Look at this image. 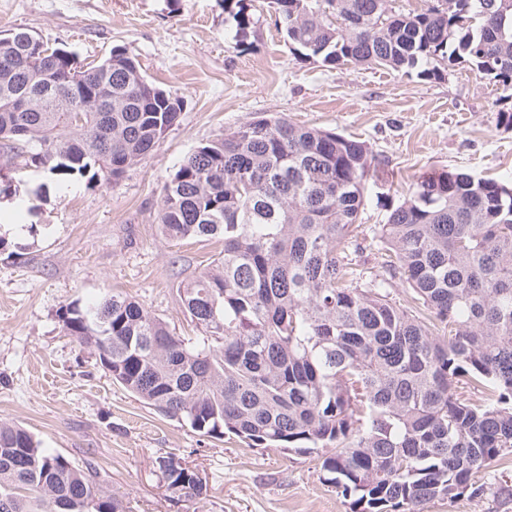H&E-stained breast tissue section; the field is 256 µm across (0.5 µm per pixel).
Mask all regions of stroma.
<instances>
[{
    "instance_id": "1",
    "label": "stroma",
    "mask_w": 512,
    "mask_h": 512,
    "mask_svg": "<svg viewBox=\"0 0 512 512\" xmlns=\"http://www.w3.org/2000/svg\"><path fill=\"white\" fill-rule=\"evenodd\" d=\"M253 23L237 37L224 0H0V34L27 29L84 63L126 49L178 96L177 123L116 184L60 180L27 153L0 147V425H22L73 465L92 464L130 512H350L316 455L251 448L201 435L105 376L63 328L65 308L109 293L138 301L180 336L195 337L178 297L222 245L170 242L157 224L164 184L196 147L263 114L365 142L369 180L362 254L373 231L423 176L441 171L512 179V96L467 65L434 79L381 66H330L292 53L271 0H244ZM172 457L203 483L188 499L159 470ZM499 493L431 503L426 512H512V454L484 476Z\"/></svg>"
}]
</instances>
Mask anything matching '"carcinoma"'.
<instances>
[{
    "label": "carcinoma",
    "instance_id": "carcinoma-1",
    "mask_svg": "<svg viewBox=\"0 0 512 512\" xmlns=\"http://www.w3.org/2000/svg\"><path fill=\"white\" fill-rule=\"evenodd\" d=\"M242 0H224L243 33ZM290 51L326 64L438 73L467 63L512 92V0H273ZM0 39V144L58 178L107 184L140 164L179 118L180 98L121 48L98 63L32 31ZM81 115L82 123L70 122ZM378 159L333 131L261 116L192 151L164 185L168 241L224 248L179 289L204 331L178 336L119 293L61 314L102 370L166 417L250 448L316 454L350 512H425L488 490L478 475L512 453V184L461 172L418 182L380 226L387 260L356 259ZM411 288L433 333L396 303ZM485 398L474 401L459 385ZM168 487L202 494L198 476L159 461ZM126 512L121 498L0 426V512Z\"/></svg>",
    "mask_w": 512,
    "mask_h": 512
}]
</instances>
